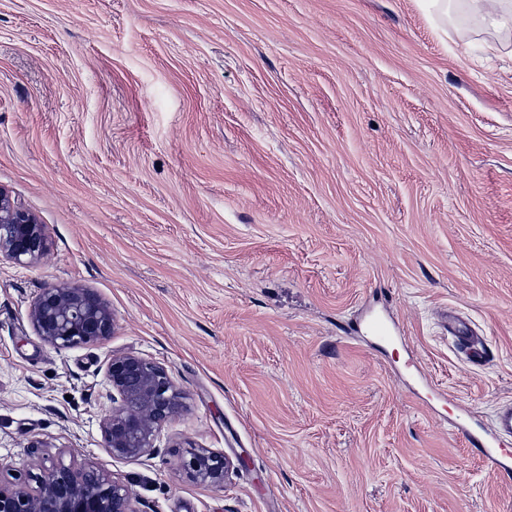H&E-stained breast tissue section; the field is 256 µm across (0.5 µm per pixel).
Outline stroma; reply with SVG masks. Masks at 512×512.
Segmentation results:
<instances>
[{
  "instance_id": "35a3bbf8",
  "label": "stroma",
  "mask_w": 512,
  "mask_h": 512,
  "mask_svg": "<svg viewBox=\"0 0 512 512\" xmlns=\"http://www.w3.org/2000/svg\"><path fill=\"white\" fill-rule=\"evenodd\" d=\"M0 188L49 243L0 263V478L91 461L139 512H512V472L458 432L512 404V26L427 0H0ZM50 285L100 295L112 336L44 343ZM118 353L184 394L138 461L102 446ZM195 447L233 460L223 486ZM448 333L455 339L459 349L465 351L471 362L480 364L488 358V353L483 347H479L473 336H470L468 328L460 321H448ZM188 467L195 480L216 487L223 486L224 481L234 469L229 459L209 448L195 449L191 454Z\"/></svg>"
}]
</instances>
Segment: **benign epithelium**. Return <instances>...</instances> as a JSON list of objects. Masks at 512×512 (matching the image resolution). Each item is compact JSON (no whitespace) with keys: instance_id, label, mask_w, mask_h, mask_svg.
Masks as SVG:
<instances>
[{"instance_id":"7a95c632","label":"benign epithelium","mask_w":512,"mask_h":512,"mask_svg":"<svg viewBox=\"0 0 512 512\" xmlns=\"http://www.w3.org/2000/svg\"><path fill=\"white\" fill-rule=\"evenodd\" d=\"M46 252L44 226L0 188V259L29 265ZM28 316L56 349L99 342L115 328L112 308L84 288H45ZM106 376L112 406L101 422L103 448L120 460L151 455L163 424L182 406L181 391L164 366L131 353L111 356ZM188 467L195 480L216 487L233 472L229 459L208 448L194 450ZM135 502L131 487L91 463L77 469L56 463L26 481H0V512H138Z\"/></svg>"}]
</instances>
